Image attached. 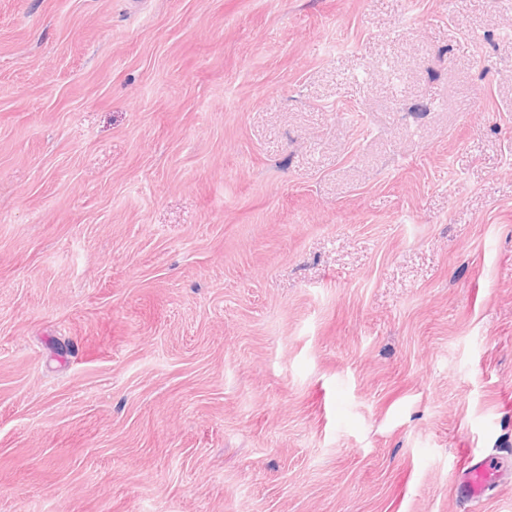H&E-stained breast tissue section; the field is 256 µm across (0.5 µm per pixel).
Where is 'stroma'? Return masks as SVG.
<instances>
[{"mask_svg":"<svg viewBox=\"0 0 512 512\" xmlns=\"http://www.w3.org/2000/svg\"><path fill=\"white\" fill-rule=\"evenodd\" d=\"M0 512H512V0H0ZM470 458L468 453L454 491L463 502H478L484 498L489 487L499 477V471L492 467L489 461L473 463Z\"/></svg>","mask_w":512,"mask_h":512,"instance_id":"35a3bbf8","label":"stroma"}]
</instances>
